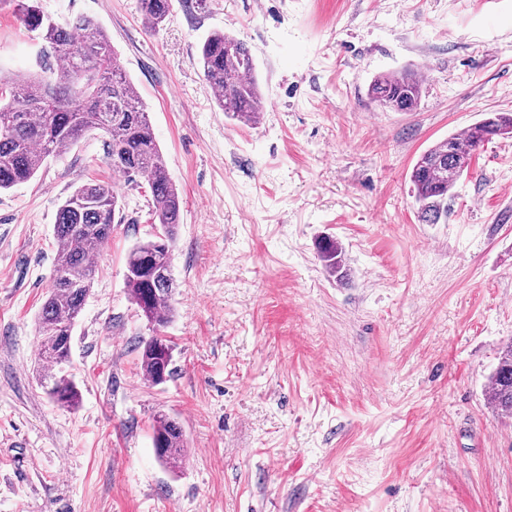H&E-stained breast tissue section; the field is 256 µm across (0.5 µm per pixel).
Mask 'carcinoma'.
Instances as JSON below:
<instances>
[{
    "instance_id": "carcinoma-1",
    "label": "carcinoma",
    "mask_w": 512,
    "mask_h": 512,
    "mask_svg": "<svg viewBox=\"0 0 512 512\" xmlns=\"http://www.w3.org/2000/svg\"><path fill=\"white\" fill-rule=\"evenodd\" d=\"M138 9L146 27L154 30L168 18L172 0H138ZM15 13L38 32L54 63L37 72L0 74V100H7L0 104V191L32 179L50 154L70 149L86 133L103 132L112 167L130 180L146 177L151 191L160 232L129 252L125 285L132 302L158 331L174 311L172 245L181 220V202L149 113L94 18L79 15L58 24L44 18L36 0H16ZM199 63L218 108L243 124H255L266 105L248 45L223 31H213L200 46ZM421 92L422 81L415 70L380 75L368 89L371 98L391 112L413 111ZM496 136L512 137V113H488L463 135L441 140L420 155L410 181L423 221L436 224L448 214V194L469 172L477 150ZM119 209L116 187L92 181L76 188L56 213L58 258L37 318L38 334L44 341L39 367L41 384L51 399L63 401L68 408L78 404L80 394L61 367L69 362L73 328L92 288L93 259L108 243ZM318 249L327 272L342 274V251L336 240L324 237ZM139 363L148 381L166 382L173 374L167 339L156 335L141 342ZM487 393L497 411L512 413L511 342L498 353ZM152 443L162 465L180 466L184 435L175 420L158 415Z\"/></svg>"
}]
</instances>
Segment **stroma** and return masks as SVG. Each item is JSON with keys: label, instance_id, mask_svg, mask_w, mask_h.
Returning a JSON list of instances; mask_svg holds the SVG:
<instances>
[{"label": "stroma", "instance_id": "stroma-1", "mask_svg": "<svg viewBox=\"0 0 512 512\" xmlns=\"http://www.w3.org/2000/svg\"><path fill=\"white\" fill-rule=\"evenodd\" d=\"M37 4L98 20L181 193L174 373H141L154 331L125 286L155 231L149 186L85 135L0 192V512H512V417L487 401L512 342V138L476 152L439 223L409 179L430 146L512 113V0H173L152 32L137 0ZM216 30L252 51L256 125L203 78ZM41 52L0 7V70ZM408 68L417 108L381 109L370 82ZM92 180L118 185L122 221L73 330L68 409L40 385L37 316L57 207ZM326 236L345 277L318 257ZM162 413L184 432L174 471L152 444Z\"/></svg>", "mask_w": 512, "mask_h": 512}]
</instances>
